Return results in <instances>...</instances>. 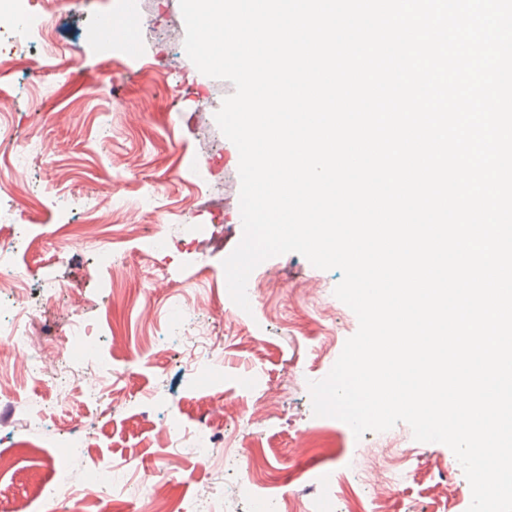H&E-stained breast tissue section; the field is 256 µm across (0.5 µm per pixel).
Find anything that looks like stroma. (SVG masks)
Masks as SVG:
<instances>
[{"instance_id": "1", "label": "stroma", "mask_w": 512, "mask_h": 512, "mask_svg": "<svg viewBox=\"0 0 512 512\" xmlns=\"http://www.w3.org/2000/svg\"><path fill=\"white\" fill-rule=\"evenodd\" d=\"M133 4L147 24L133 43L105 45L93 34L102 17ZM41 20L51 31L48 69L16 68L0 74V98L9 104L16 138L0 149V163L21 157L11 170L29 183V193H0V213H12L27 234L14 237V270L24 285L18 298L32 309L36 349H61L72 316H79L98 345L100 361L118 375L125 398L112 405L110 389L87 400L79 387L59 392L51 378L19 379L17 401L0 408V512L27 504L31 512H151L153 486L173 488L177 498L213 501L222 512H253L241 487L247 477L246 449H265L275 467L293 480L267 488L270 496L313 491L316 474L334 475L322 493L323 512H342L341 483L373 497L385 485L364 474L359 459L381 451L379 432L355 437L334 418L314 416L308 383L324 378L347 338L358 329L356 315L333 291L341 270L314 267L302 255L287 253L263 261L252 272L272 278L271 296L255 299L250 312L238 310L224 286L223 260L242 239L238 201L239 153L218 128L214 115L232 83L208 77L184 49L185 24L179 0H68ZM210 172L207 185L194 171ZM112 203L125 220L146 228L144 237H122L118 227L97 238L65 236V225L85 223L93 207ZM165 249L150 250L157 238ZM111 252L123 270L130 294L118 304L101 265ZM310 290L298 294L299 283ZM182 292H175V284ZM68 295L50 297V285ZM196 301L184 322L220 342L223 378L218 388L191 371L186 349L171 325L176 297ZM332 310L335 348L323 352L324 332L317 314ZM234 324L235 338L224 335ZM284 390L277 418L253 427L238 419L252 405L257 388ZM37 400L49 409L45 421L29 419L24 406ZM187 428L178 441L163 429L173 414ZM208 419L217 444L208 460L193 452L191 428ZM96 440L82 454L69 455L60 443L73 427ZM328 429L334 444L320 462L297 453L309 431ZM408 454V475L398 488L395 512H439L431 488L443 482L455 512H467L471 488L453 452L440 443L416 441L404 423L389 431ZM112 461L119 474L114 491L88 493L85 462ZM448 463L447 471L436 468ZM66 481L75 495H49L54 482Z\"/></svg>"}]
</instances>
